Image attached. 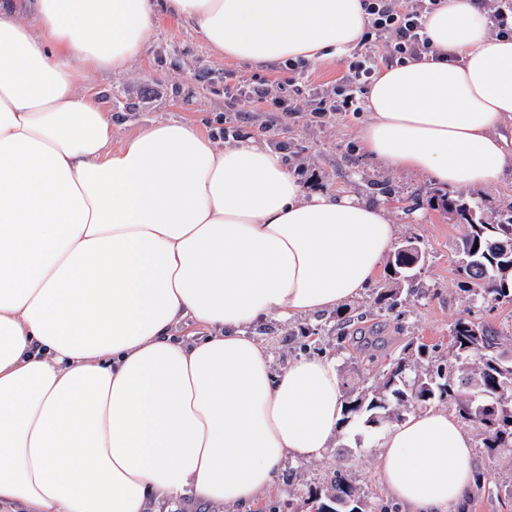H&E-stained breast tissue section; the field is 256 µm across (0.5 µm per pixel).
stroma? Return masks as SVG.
Instances as JSON below:
<instances>
[{
    "instance_id": "35a3bbf8",
    "label": "stroma",
    "mask_w": 512,
    "mask_h": 512,
    "mask_svg": "<svg viewBox=\"0 0 512 512\" xmlns=\"http://www.w3.org/2000/svg\"><path fill=\"white\" fill-rule=\"evenodd\" d=\"M375 53L378 66L398 61L390 48L358 46L348 59L309 64L289 70L286 64H253L218 57L205 41L164 10H157L153 33L142 59L130 71L113 74L92 71L83 85L111 109L115 118L112 144L156 121L193 122L222 141L250 137L284 151L290 170L304 188L332 195L353 194L371 204L387 205L397 233L395 247L414 241L422 252L415 270L414 290L403 293L399 305L387 310L384 294L388 276L380 274L364 292L344 306L288 321L267 320L247 334L266 345L275 367L302 353L325 354L336 361L342 386L369 387L379 372L398 358L411 342L426 344L433 357H448V336L460 317L486 323L501 335L512 355V302L474 299L457 270L456 246L464 232L449 221L435 201L442 188L429 179L397 172L369 160L360 148L359 128L365 112L287 114L272 107L243 101L236 111L224 108V89L239 83L266 82L270 95H288L286 80L332 95L352 62ZM384 427L370 428L349 421L319 461L287 460L275 487L251 512H304L309 490L326 486L336 470H346L371 512H402L375 471L368 449L376 447ZM474 484L460 503L461 512H512V454H490L476 446Z\"/></svg>"
}]
</instances>
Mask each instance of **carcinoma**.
Listing matches in <instances>:
<instances>
[{"instance_id": "cac0c4a2", "label": "carcinoma", "mask_w": 512, "mask_h": 512, "mask_svg": "<svg viewBox=\"0 0 512 512\" xmlns=\"http://www.w3.org/2000/svg\"><path fill=\"white\" fill-rule=\"evenodd\" d=\"M441 207L448 219L468 226L459 245L458 270L467 288L477 297L512 301V208L485 217L478 206L442 195ZM396 251L389 262L395 284L387 309L397 306V290L414 279L413 267L399 260ZM426 345H408L407 353L382 372L370 390L345 394L347 420L358 419L367 427L399 422L405 413L431 401L453 402L458 415L473 424L491 452L512 451V359L501 351V337L470 318L458 319L450 334L448 366L422 367ZM311 512H368L357 486L339 473L324 494L309 492Z\"/></svg>"}]
</instances>
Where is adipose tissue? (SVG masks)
Listing matches in <instances>:
<instances>
[{
  "instance_id": "ef3b65f1",
  "label": "adipose tissue",
  "mask_w": 512,
  "mask_h": 512,
  "mask_svg": "<svg viewBox=\"0 0 512 512\" xmlns=\"http://www.w3.org/2000/svg\"><path fill=\"white\" fill-rule=\"evenodd\" d=\"M216 55L346 58L362 0H166ZM476 0H442L432 53L382 68L363 151L464 192L512 166V36ZM154 28L151 0L0 7V506L146 512L183 495L245 505L285 459H321L340 430L333 359L273 370L245 330L359 297L395 238L383 207L304 190L279 151L154 122L112 145L80 89L121 72ZM455 413L412 411L377 470L409 512H450L474 478Z\"/></svg>"
}]
</instances>
